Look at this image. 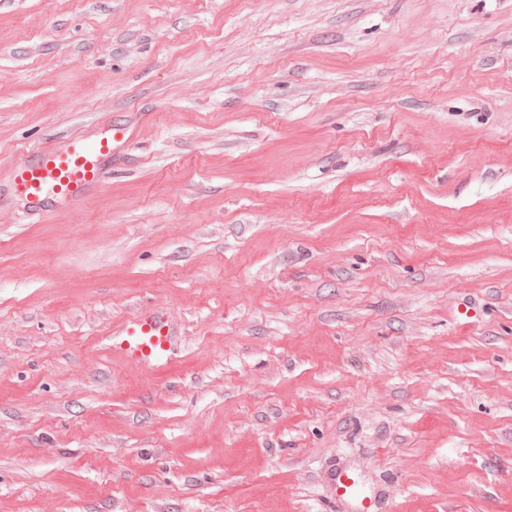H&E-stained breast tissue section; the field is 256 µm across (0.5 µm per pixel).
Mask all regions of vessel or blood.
<instances>
[{
    "mask_svg": "<svg viewBox=\"0 0 512 512\" xmlns=\"http://www.w3.org/2000/svg\"><path fill=\"white\" fill-rule=\"evenodd\" d=\"M132 141L122 123L99 124L92 136H76L61 148L36 151L12 168L13 193L32 213L62 211L97 190L107 167ZM174 330L165 309L139 312L114 328L109 349L125 360L157 371L172 361ZM336 498L353 512H370L371 500L355 476L336 474Z\"/></svg>",
    "mask_w": 512,
    "mask_h": 512,
    "instance_id": "b4317fda",
    "label": "vessel or blood"
}]
</instances>
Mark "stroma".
I'll list each match as a JSON object with an SVG mask.
<instances>
[{"label": "stroma", "instance_id": "1", "mask_svg": "<svg viewBox=\"0 0 512 512\" xmlns=\"http://www.w3.org/2000/svg\"><path fill=\"white\" fill-rule=\"evenodd\" d=\"M147 307L157 372L103 343ZM340 465L512 512V0H0V512H337ZM131 141L127 125L109 121L90 137L75 136L62 148L38 150L12 167L13 193L31 213L65 210L102 185L107 167Z\"/></svg>", "mask_w": 512, "mask_h": 512}]
</instances>
